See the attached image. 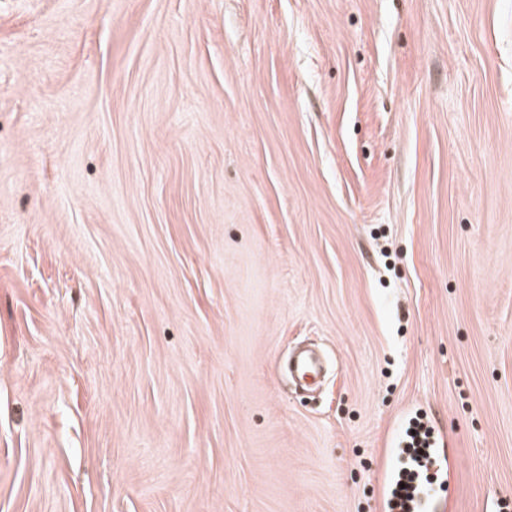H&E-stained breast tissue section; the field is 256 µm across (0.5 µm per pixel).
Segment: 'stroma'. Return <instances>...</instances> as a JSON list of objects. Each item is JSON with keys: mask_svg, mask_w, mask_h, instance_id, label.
Listing matches in <instances>:
<instances>
[{"mask_svg": "<svg viewBox=\"0 0 512 512\" xmlns=\"http://www.w3.org/2000/svg\"><path fill=\"white\" fill-rule=\"evenodd\" d=\"M419 410L512 507V0H0V512H383ZM322 360L313 350L301 351L293 362V374L304 385L312 387L322 373Z\"/></svg>", "mask_w": 512, "mask_h": 512, "instance_id": "35a3bbf8", "label": "stroma"}]
</instances>
